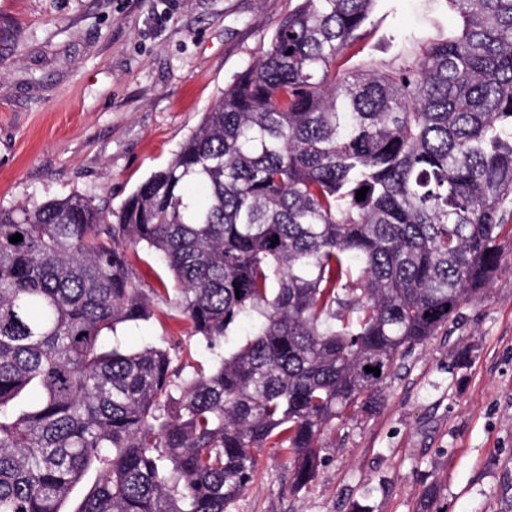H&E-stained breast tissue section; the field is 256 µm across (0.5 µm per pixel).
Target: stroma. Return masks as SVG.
I'll return each mask as SVG.
<instances>
[{"label": "stroma", "instance_id": "35a3bbf8", "mask_svg": "<svg viewBox=\"0 0 512 512\" xmlns=\"http://www.w3.org/2000/svg\"><path fill=\"white\" fill-rule=\"evenodd\" d=\"M298 0H0V209L80 194L111 211L164 167L235 77L267 50ZM374 25L340 69L395 60L447 37L446 0H376ZM186 321L160 307L120 325L131 348L183 338L208 367ZM302 489L288 455L259 453L233 512H512V223L484 297L413 348L379 405L320 441Z\"/></svg>", "mask_w": 512, "mask_h": 512}]
</instances>
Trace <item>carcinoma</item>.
I'll return each mask as SVG.
<instances>
[{
	"label": "carcinoma",
	"mask_w": 512,
	"mask_h": 512,
	"mask_svg": "<svg viewBox=\"0 0 512 512\" xmlns=\"http://www.w3.org/2000/svg\"><path fill=\"white\" fill-rule=\"evenodd\" d=\"M374 2L301 0L119 211L0 210V512H64L90 474L75 512H231L267 447L302 487L321 436L484 293L512 222V0H448L447 38L336 73ZM159 303L209 369L179 336L117 339ZM183 339V359H186L196 368L203 367L207 369L210 364V354L205 347L199 344L194 337H182Z\"/></svg>",
	"instance_id": "1"
}]
</instances>
